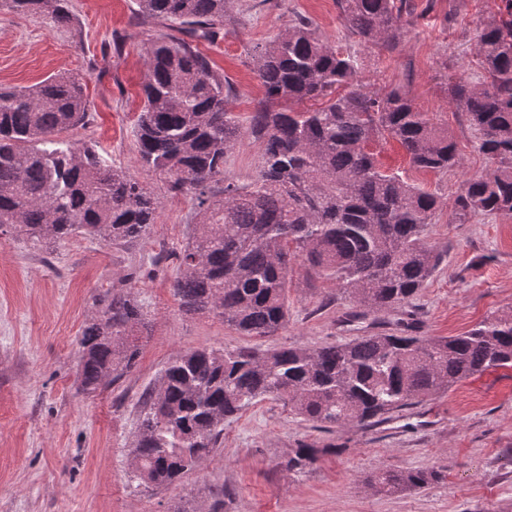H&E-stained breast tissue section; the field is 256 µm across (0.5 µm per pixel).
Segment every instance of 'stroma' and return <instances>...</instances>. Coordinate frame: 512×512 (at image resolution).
<instances>
[{"label":"stroma","mask_w":512,"mask_h":512,"mask_svg":"<svg viewBox=\"0 0 512 512\" xmlns=\"http://www.w3.org/2000/svg\"><path fill=\"white\" fill-rule=\"evenodd\" d=\"M500 0H410L412 13L397 48L361 44L349 34L336 0H233L214 40L198 41L234 85L227 107L248 116L261 96L255 50L284 31L294 15L317 35L358 58L357 79L372 93L398 86L448 127L462 159L448 172L413 168L391 137L374 148L440 201L428 237L442 253L414 298L416 333L455 336L490 312L512 308V216L460 219L462 180L484 173L476 132L448 99L450 77L482 73L474 45ZM71 24L14 10L0 0V84L25 87L48 76L83 78L88 122L66 140L97 145L109 162L159 202L150 234L124 247L77 235L49 248L12 232L0 234V512H512V369L488 371L424 400L385 423L361 430H323L282 402L257 401L224 424L223 443L169 486L133 476L129 446L137 408L167 362L201 347L318 348L368 335L346 323L353 303L335 283L301 262L288 275V326L251 337L207 312L182 311L171 284L177 252L198 221L193 195L143 166L134 135L146 81L145 49L167 30L138 20V0H70ZM261 145L244 136L224 163V179L250 185ZM125 290L151 324L135 366L115 384L82 391L79 337L106 291ZM334 444L306 472L284 461L298 443ZM435 469L440 479L418 491L380 494L372 471Z\"/></svg>","instance_id":"1"}]
</instances>
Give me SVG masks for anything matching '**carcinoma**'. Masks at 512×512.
Masks as SVG:
<instances>
[{
  "instance_id": "obj_1",
  "label": "carcinoma",
  "mask_w": 512,
  "mask_h": 512,
  "mask_svg": "<svg viewBox=\"0 0 512 512\" xmlns=\"http://www.w3.org/2000/svg\"><path fill=\"white\" fill-rule=\"evenodd\" d=\"M359 40L394 49L408 0H337ZM57 26L71 23L68 0H10ZM230 0H139L169 35L146 51L148 79L135 126L144 164L191 192L200 221L178 255L174 297L187 312H209L244 336H271L288 324V273L301 260L332 280L364 313L388 314L397 331L343 343L296 344L255 352L199 348L174 356L140 401L129 453L134 474L155 487L177 482L221 444L224 422L255 400L274 399L320 428L365 430L428 397L490 370L512 368V310L493 311L457 336H414L406 310L440 264L427 235L435 194L383 168L371 150L395 138L417 169L446 172L460 155L448 126L421 111L401 87L382 96L357 84L354 56L296 17L256 56L263 96L247 121L226 107L224 76L190 38L224 28ZM483 80L458 76L449 103L467 113L490 167L462 181L459 216L512 214V0L481 24L475 43ZM311 102L300 109L283 102ZM81 79L54 75L29 87L0 86V227L35 245L81 234L123 246L145 238L158 200L112 166L92 144L61 139L84 126ZM261 143L258 176L224 181V160L244 135ZM148 331L129 294L104 296L79 339L78 378L92 393L119 380ZM334 445L300 443L290 471L314 465ZM435 470H379L381 493L420 490Z\"/></svg>"
}]
</instances>
